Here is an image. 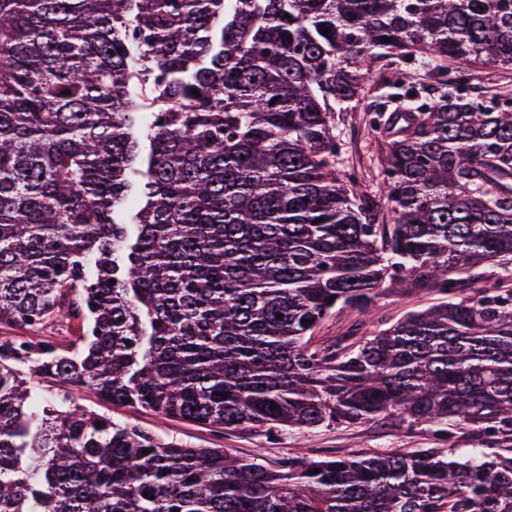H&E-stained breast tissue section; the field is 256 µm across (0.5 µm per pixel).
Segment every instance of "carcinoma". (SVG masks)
<instances>
[{
  "instance_id": "1",
  "label": "carcinoma",
  "mask_w": 512,
  "mask_h": 512,
  "mask_svg": "<svg viewBox=\"0 0 512 512\" xmlns=\"http://www.w3.org/2000/svg\"><path fill=\"white\" fill-rule=\"evenodd\" d=\"M383 50L448 87L372 115L392 224L336 162ZM448 61L511 66L512 0H0V325L87 323L77 357L0 343V512H512V99ZM482 265L505 279L466 287ZM384 288L442 301L312 342ZM29 363L220 429L477 448L273 470L43 401Z\"/></svg>"
}]
</instances>
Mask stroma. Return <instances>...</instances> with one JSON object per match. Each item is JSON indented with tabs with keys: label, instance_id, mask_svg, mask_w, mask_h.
<instances>
[{
	"label": "stroma",
	"instance_id": "35a3bbf8",
	"mask_svg": "<svg viewBox=\"0 0 512 512\" xmlns=\"http://www.w3.org/2000/svg\"><path fill=\"white\" fill-rule=\"evenodd\" d=\"M382 78H370L364 97L348 112L336 115V133L340 144L339 166L355 171L364 191L370 193L377 206L379 221L389 224L393 214L381 186L379 170L383 158L381 134L369 126L371 112L379 105L395 108L392 96L397 83L412 84L440 92V85L419 71L410 70L398 57L379 60ZM466 92L470 97L488 99L492 96L512 98V66H471ZM433 291L386 292L377 299L371 311L344 309L334 312L316 331L318 340L330 342L347 334L353 326L372 334L389 327L406 313L419 311L439 302ZM86 326L76 319L55 318L32 330L21 333L0 325V336L20 335L21 339L54 342L60 352H77ZM76 405L109 417L120 425L135 426L152 432L163 440H175L191 448H222L243 457H258L269 467H277L284 459L298 455L312 460L352 454H369L395 448L411 450L434 447L428 425L406 428L392 418H376L369 422L345 426H321L298 430L284 427L274 435L251 428L220 430L212 426L179 418H166L140 407L114 404L101 399L96 390L84 387L73 394Z\"/></svg>",
	"mask_w": 512,
	"mask_h": 512
}]
</instances>
